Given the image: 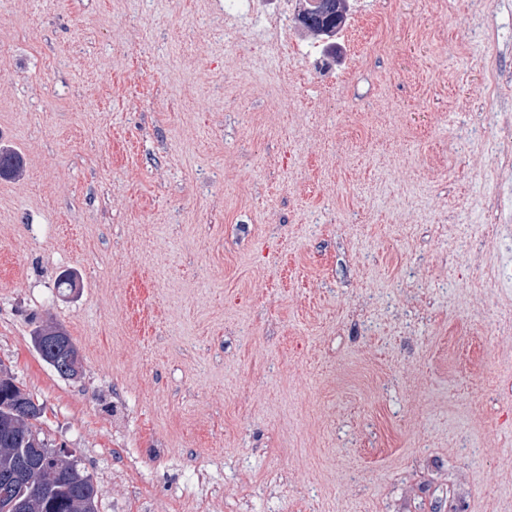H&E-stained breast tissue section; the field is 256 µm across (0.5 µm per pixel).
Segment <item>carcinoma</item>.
I'll return each mask as SVG.
<instances>
[{
    "label": "carcinoma",
    "mask_w": 512,
    "mask_h": 512,
    "mask_svg": "<svg viewBox=\"0 0 512 512\" xmlns=\"http://www.w3.org/2000/svg\"><path fill=\"white\" fill-rule=\"evenodd\" d=\"M346 0H319V5L298 18L302 30L318 41L333 33L345 19ZM24 166L22 156L0 148V178L13 176ZM33 341L41 358L55 370H61L77 350L65 330L56 326L36 330ZM42 408L29 393L17 385L8 369L0 368V512H98V491L90 475L81 470L69 454H56L41 437L38 425ZM38 436L42 451L33 449L31 438ZM33 460L39 472L40 492L35 494L21 473V463Z\"/></svg>",
    "instance_id": "carcinoma-1"
}]
</instances>
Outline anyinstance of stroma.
I'll list each match as a JSON object with an SVG mask.
<instances>
[{
    "instance_id": "stroma-1",
    "label": "stroma",
    "mask_w": 512,
    "mask_h": 512,
    "mask_svg": "<svg viewBox=\"0 0 512 512\" xmlns=\"http://www.w3.org/2000/svg\"><path fill=\"white\" fill-rule=\"evenodd\" d=\"M350 9L318 74L251 0H0V364L99 512H512V0ZM33 341L41 358L60 374L62 366L71 354L79 365L77 350L65 330L56 326L40 327L36 330ZM61 375V374H60Z\"/></svg>"
}]
</instances>
